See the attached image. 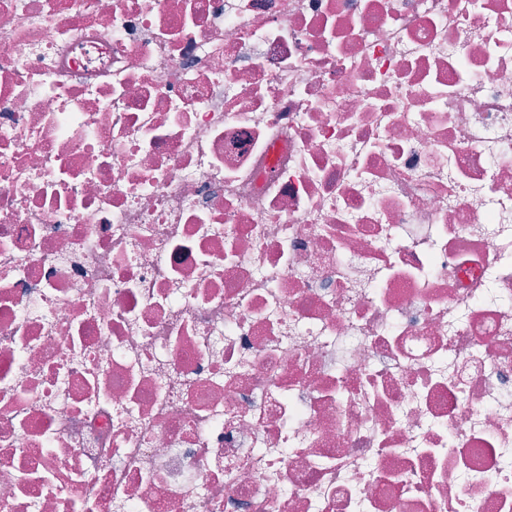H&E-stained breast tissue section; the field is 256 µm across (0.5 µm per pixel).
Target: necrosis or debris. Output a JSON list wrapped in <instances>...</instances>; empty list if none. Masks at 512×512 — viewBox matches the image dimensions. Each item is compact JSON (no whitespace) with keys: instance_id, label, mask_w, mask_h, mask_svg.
I'll use <instances>...</instances> for the list:
<instances>
[{"instance_id":"1","label":"necrosis or debris","mask_w":512,"mask_h":512,"mask_svg":"<svg viewBox=\"0 0 512 512\" xmlns=\"http://www.w3.org/2000/svg\"><path fill=\"white\" fill-rule=\"evenodd\" d=\"M0 512H512V0H0Z\"/></svg>"}]
</instances>
